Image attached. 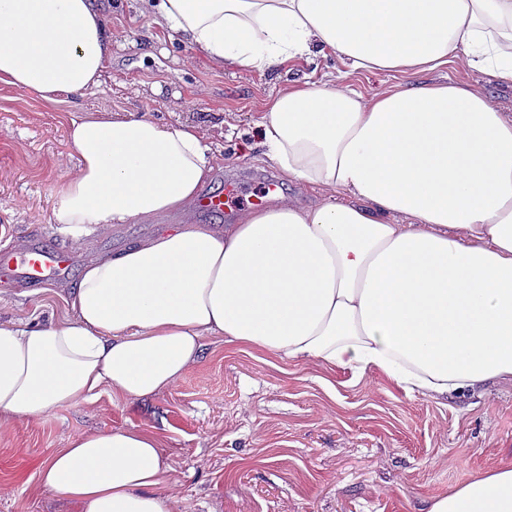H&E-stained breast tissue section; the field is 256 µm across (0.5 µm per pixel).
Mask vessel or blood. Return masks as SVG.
<instances>
[{"label":"vessel or blood","instance_id":"vessel-or-blood-1","mask_svg":"<svg viewBox=\"0 0 512 512\" xmlns=\"http://www.w3.org/2000/svg\"><path fill=\"white\" fill-rule=\"evenodd\" d=\"M242 193L239 183H225L222 192L202 195L199 211L228 213L234 210ZM72 265V256L63 248L34 241L20 249L0 250V281L41 282L57 276Z\"/></svg>","mask_w":512,"mask_h":512}]
</instances>
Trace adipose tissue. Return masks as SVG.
<instances>
[{
	"instance_id": "1",
	"label": "adipose tissue",
	"mask_w": 512,
	"mask_h": 512,
	"mask_svg": "<svg viewBox=\"0 0 512 512\" xmlns=\"http://www.w3.org/2000/svg\"><path fill=\"white\" fill-rule=\"evenodd\" d=\"M218 68L331 54L350 71L414 76L367 95L345 75L294 81L252 135L294 196L234 223L177 224L86 266L63 323H0V418L110 389L135 408L204 357L206 341L295 364L384 374L448 396L512 378V114L447 66L512 85V0H137ZM108 0H0V85L57 104L99 89ZM77 166L52 221L74 245L115 224L195 208L214 166L199 126L146 114L71 117ZM158 432L79 434L40 461L77 512H194ZM423 512H512V466Z\"/></svg>"
}]
</instances>
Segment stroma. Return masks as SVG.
Returning <instances> with one entry per match:
<instances>
[{
	"label": "stroma",
	"instance_id": "obj_1",
	"mask_svg": "<svg viewBox=\"0 0 512 512\" xmlns=\"http://www.w3.org/2000/svg\"><path fill=\"white\" fill-rule=\"evenodd\" d=\"M112 59L78 113L133 112L199 126L217 165L206 189L244 180V196L286 177L254 146L250 129L288 82L345 71L333 56L291 70L219 69L142 17L135 0H113ZM67 105H45L0 85V249L40 236L73 250L67 274L40 288L0 285V322L62 321L64 298L82 267L174 224H217L216 214L163 215L116 224L76 250L52 224L53 191L72 155ZM157 429L178 492L195 512H420L475 475L512 464V381L441 398L406 393L383 374L356 377L208 344L206 358L177 386L129 409L103 389L89 403L0 423V512H74L41 489L36 465L71 436L130 425Z\"/></svg>",
	"mask_w": 512,
	"mask_h": 512
}]
</instances>
